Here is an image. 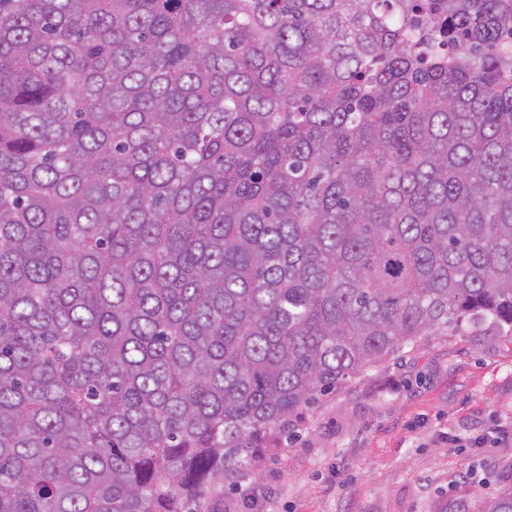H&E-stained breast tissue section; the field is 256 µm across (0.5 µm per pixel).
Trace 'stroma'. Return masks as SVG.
<instances>
[{
    "label": "stroma",
    "mask_w": 512,
    "mask_h": 512,
    "mask_svg": "<svg viewBox=\"0 0 512 512\" xmlns=\"http://www.w3.org/2000/svg\"><path fill=\"white\" fill-rule=\"evenodd\" d=\"M512 336L440 330L306 410L295 442L255 465V507L227 512H440L450 494L512 485Z\"/></svg>",
    "instance_id": "obj_1"
}]
</instances>
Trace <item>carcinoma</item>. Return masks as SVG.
<instances>
[{
    "label": "carcinoma",
    "mask_w": 512,
    "mask_h": 512,
    "mask_svg": "<svg viewBox=\"0 0 512 512\" xmlns=\"http://www.w3.org/2000/svg\"><path fill=\"white\" fill-rule=\"evenodd\" d=\"M511 31L512 0H0V512H224L369 368L512 335Z\"/></svg>",
    "instance_id": "cac0c4a2"
}]
</instances>
